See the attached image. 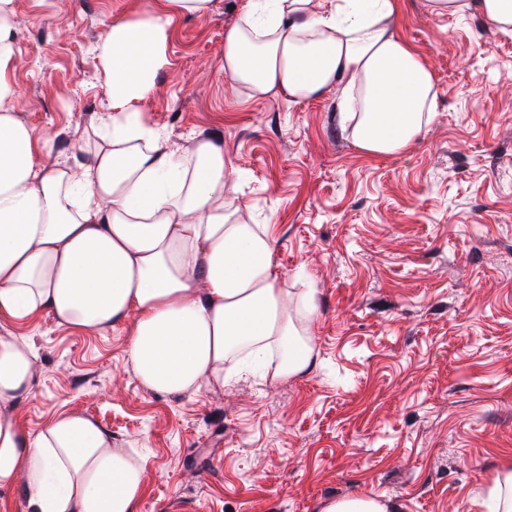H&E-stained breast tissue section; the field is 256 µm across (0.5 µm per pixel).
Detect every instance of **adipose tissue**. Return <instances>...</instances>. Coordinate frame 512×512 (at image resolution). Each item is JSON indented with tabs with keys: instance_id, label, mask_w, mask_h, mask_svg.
<instances>
[{
	"instance_id": "1",
	"label": "adipose tissue",
	"mask_w": 512,
	"mask_h": 512,
	"mask_svg": "<svg viewBox=\"0 0 512 512\" xmlns=\"http://www.w3.org/2000/svg\"><path fill=\"white\" fill-rule=\"evenodd\" d=\"M211 0H155L116 18L95 46L108 112L88 162L45 163L53 144L11 112L21 95L14 0H0V321L41 313L77 330L130 325L126 356L151 392L186 394L223 382L224 365L281 345L276 369L304 373L299 342L263 225L242 210L221 143L187 153L147 125L140 105L167 64L173 16ZM437 15L480 13L512 31V0H428ZM400 0H244L224 31V73L248 97L295 103L332 94L359 147L385 157L431 122L433 74L400 34ZM37 352L0 336V512H137L146 461L78 412L37 433L15 412L34 389Z\"/></svg>"
}]
</instances>
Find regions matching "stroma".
<instances>
[{
    "label": "stroma",
    "instance_id": "stroma-1",
    "mask_svg": "<svg viewBox=\"0 0 512 512\" xmlns=\"http://www.w3.org/2000/svg\"><path fill=\"white\" fill-rule=\"evenodd\" d=\"M152 0H16L13 107L53 159H88L77 134L108 108L94 46L112 17ZM243 0L175 17L168 67L141 105L168 144L213 136L276 244L279 285L314 348L309 370L198 392L147 391L127 329L77 331L50 315L5 322L38 350L17 414L40 431L78 411L147 459L139 512H320L367 495L390 512H491L512 465V35L482 15L395 19L435 77V116L406 151L361 150L327 96L251 99L224 74V29Z\"/></svg>",
    "mask_w": 512,
    "mask_h": 512
}]
</instances>
